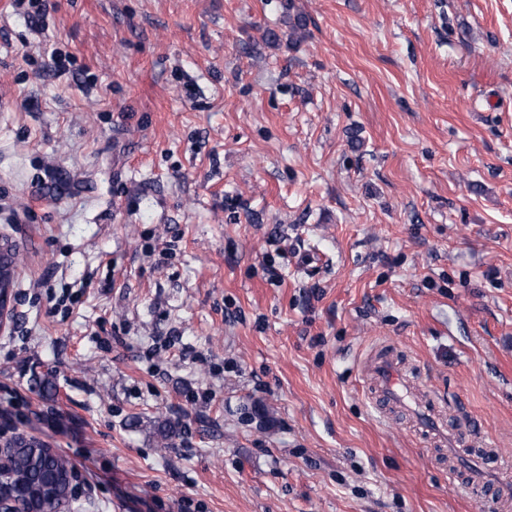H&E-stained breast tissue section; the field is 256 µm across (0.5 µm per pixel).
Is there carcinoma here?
<instances>
[{"label": "carcinoma", "instance_id": "1", "mask_svg": "<svg viewBox=\"0 0 512 512\" xmlns=\"http://www.w3.org/2000/svg\"><path fill=\"white\" fill-rule=\"evenodd\" d=\"M281 7L288 16L291 29L306 26L305 17L294 11V0H281ZM18 254L6 251L0 257V279L6 285L16 284ZM14 441L21 442L11 456L7 473L13 484L21 486L33 507L51 508L54 500L68 481L70 462L56 453L51 445L34 434L18 433Z\"/></svg>", "mask_w": 512, "mask_h": 512}]
</instances>
